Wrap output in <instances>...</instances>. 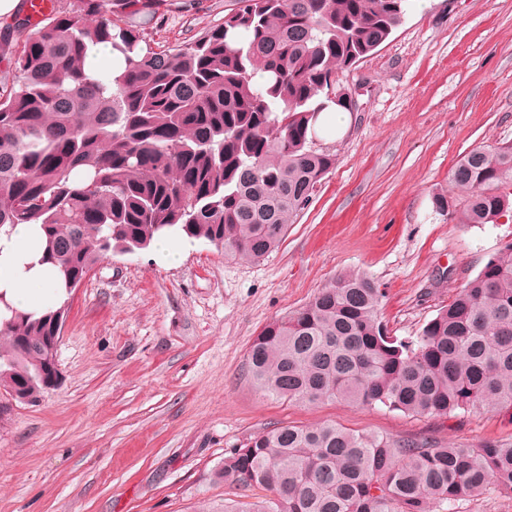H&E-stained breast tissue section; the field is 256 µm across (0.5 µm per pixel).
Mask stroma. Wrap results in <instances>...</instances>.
Wrapping results in <instances>:
<instances>
[{
    "label": "stroma",
    "instance_id": "stroma-1",
    "mask_svg": "<svg viewBox=\"0 0 512 512\" xmlns=\"http://www.w3.org/2000/svg\"><path fill=\"white\" fill-rule=\"evenodd\" d=\"M232 0H159L156 44L222 23ZM357 108L319 134L336 162L265 260L196 239L182 261L112 254L66 296L56 389L0 419V512H224L227 449L324 422L394 439L512 441V411L411 416L263 395L248 353L268 323L343 275L372 278L413 337L512 242V213L459 224L433 197L472 147L512 143V0H409L374 54L339 71Z\"/></svg>",
    "mask_w": 512,
    "mask_h": 512
}]
</instances>
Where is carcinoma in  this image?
<instances>
[{"label": "carcinoma", "mask_w": 512, "mask_h": 512, "mask_svg": "<svg viewBox=\"0 0 512 512\" xmlns=\"http://www.w3.org/2000/svg\"><path fill=\"white\" fill-rule=\"evenodd\" d=\"M52 21L0 32L18 77L0 91V232L37 224L45 260L81 279L118 246L156 236L205 239L260 261L278 248L335 164L314 147L336 73L372 55L401 23L405 0H234L224 23L180 48L151 43L154 0H79ZM112 43L116 74L85 69ZM434 196L460 224L512 210V144L479 146ZM383 293L341 276L267 324L248 367L264 395L316 405L381 404L413 416L512 409V243L410 340L379 317ZM36 317L0 319V389L26 402L56 388ZM217 478L266 495L224 512H445L491 485L512 494V442L395 440L340 424L285 425L224 456Z\"/></svg>", "instance_id": "1"}]
</instances>
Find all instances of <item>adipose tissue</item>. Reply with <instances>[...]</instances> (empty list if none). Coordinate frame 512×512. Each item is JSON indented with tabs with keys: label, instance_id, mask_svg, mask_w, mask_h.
I'll list each match as a JSON object with an SVG mask.
<instances>
[{
	"label": "adipose tissue",
	"instance_id": "adipose-tissue-1",
	"mask_svg": "<svg viewBox=\"0 0 512 512\" xmlns=\"http://www.w3.org/2000/svg\"><path fill=\"white\" fill-rule=\"evenodd\" d=\"M45 239L33 224L0 234V292L20 312L41 313L60 301L64 282L57 267L42 262Z\"/></svg>",
	"mask_w": 512,
	"mask_h": 512
}]
</instances>
